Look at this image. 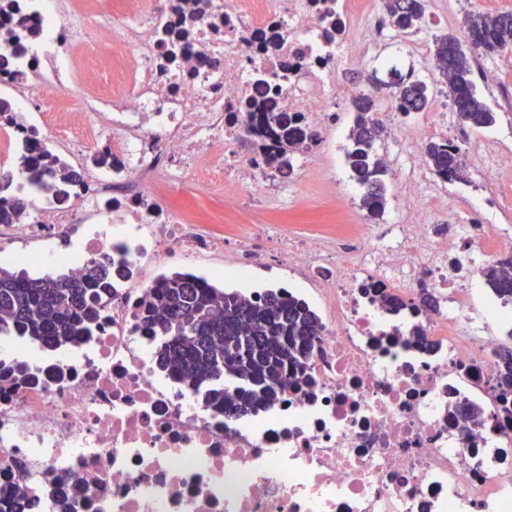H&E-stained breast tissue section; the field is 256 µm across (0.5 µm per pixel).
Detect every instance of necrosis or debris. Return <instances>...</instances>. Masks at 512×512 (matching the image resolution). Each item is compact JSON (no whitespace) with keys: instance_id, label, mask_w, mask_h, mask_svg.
Instances as JSON below:
<instances>
[{"instance_id":"obj_1","label":"necrosis or debris","mask_w":512,"mask_h":512,"mask_svg":"<svg viewBox=\"0 0 512 512\" xmlns=\"http://www.w3.org/2000/svg\"><path fill=\"white\" fill-rule=\"evenodd\" d=\"M110 15L80 13V0H0V18L24 13L15 38L0 27V88L15 110L0 118L14 138L40 137L27 117L41 93L82 94L85 135L98 143L101 113L120 144L112 163L86 157L69 199L33 198L0 241L37 238L89 217L111 235L84 243L87 260L112 270L91 336L65 350L22 356L0 332V365L20 367V386L0 387V495L25 512H512V410L496 388V353L512 334V307L482 298L485 267L512 256V197L489 198L477 219L437 236L430 218L437 177L395 170L407 221L322 224L310 235L275 224L236 233L199 231L198 216L168 198L187 178L182 158L208 168L235 162L225 206L241 191L268 193L248 104L264 98L301 115L320 148L336 124L335 101L368 85L341 83L347 59L375 61L402 83L412 75L374 0H116ZM122 65L112 99L94 79ZM408 149L448 140L475 179L512 175L499 134L473 136L456 112L377 115ZM84 210L72 209L70 199ZM223 252V275L277 268L309 282L294 296L321 328L301 379L274 415L228 423L200 393L165 378L141 304L163 260L201 264ZM397 297L386 312L381 294Z\"/></svg>"}]
</instances>
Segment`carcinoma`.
Segmentation results:
<instances>
[{"instance_id":"cac0c4a2","label":"carcinoma","mask_w":512,"mask_h":512,"mask_svg":"<svg viewBox=\"0 0 512 512\" xmlns=\"http://www.w3.org/2000/svg\"><path fill=\"white\" fill-rule=\"evenodd\" d=\"M393 25L408 31L424 12L422 0H383ZM473 48L486 54L512 49V12L487 13L469 30ZM435 66L448 86V96L464 123L480 130L495 124V113L477 94L472 79V53L453 37L434 39ZM404 111L422 112L429 101L423 80L397 87ZM253 120L281 146L296 148L307 139L301 118L279 112L266 102L255 104ZM374 102L365 97L355 104L353 128L345 161L365 189L361 201L375 218L385 209L387 168L376 150L381 127ZM425 154L434 174L448 182L461 178L462 163L446 140H432ZM18 166L64 197L80 182L77 171L51 150L20 144ZM24 208L18 198L0 204V224H10ZM483 277L505 303L512 302V259L485 268ZM112 291L109 270L93 263L78 280L56 275L33 278L0 269V329L11 327L19 336L63 344L77 340L97 323L99 301ZM145 330L162 336L156 347L158 365L187 387L205 389V406L239 417L271 411L280 393L311 356L319 317L305 302L284 298L275 290L253 301L190 272L160 278L143 307ZM498 390L503 405L512 403V349L498 354Z\"/></svg>"}]
</instances>
